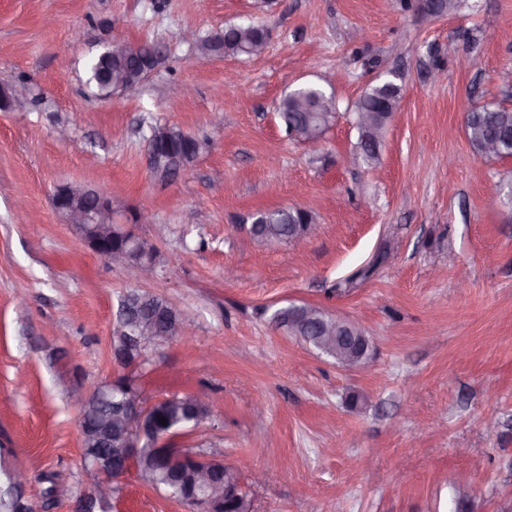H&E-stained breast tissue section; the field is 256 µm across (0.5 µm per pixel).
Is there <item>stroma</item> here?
Listing matches in <instances>:
<instances>
[{
    "label": "stroma",
    "mask_w": 512,
    "mask_h": 512,
    "mask_svg": "<svg viewBox=\"0 0 512 512\" xmlns=\"http://www.w3.org/2000/svg\"><path fill=\"white\" fill-rule=\"evenodd\" d=\"M249 22L270 33L257 64L179 38ZM113 41L161 55L98 98L86 63ZM466 56L481 68L461 69ZM392 78L402 97L380 163L344 164L356 102ZM21 83L23 108L0 111V490L22 469L35 512H70L98 480L71 394L119 375L112 321L133 284L51 201L91 176L117 223L151 207L154 223L135 226L157 248L144 289L195 320L191 340L148 349L143 395L210 390L209 416L178 443L237 468L253 512H512V207L497 195L512 159L477 155L463 122L512 106V0H459L441 17L386 0H0V86ZM305 84L338 106L313 144L277 115ZM154 126L205 144L168 184L148 168ZM307 204L317 235L251 238L253 211ZM291 304L361 324L369 368L275 326ZM115 502L192 512L133 475Z\"/></svg>",
    "instance_id": "1"
}]
</instances>
